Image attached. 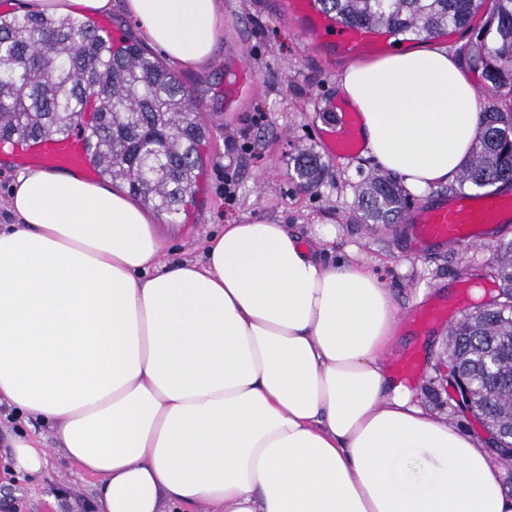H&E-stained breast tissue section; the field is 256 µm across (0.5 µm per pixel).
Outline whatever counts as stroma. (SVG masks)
<instances>
[{
    "label": "stroma",
    "instance_id": "stroma-1",
    "mask_svg": "<svg viewBox=\"0 0 512 512\" xmlns=\"http://www.w3.org/2000/svg\"><path fill=\"white\" fill-rule=\"evenodd\" d=\"M281 0H223L224 36L209 66L181 71L180 77L204 113L210 135L201 190L185 218L160 216L170 241L167 260L200 256L207 236L226 224H285L307 245L324 225L336 228L333 258L363 257L384 269L400 314L439 301L456 278H465L470 294L461 305L469 312L497 295L488 274L490 245L436 246L410 254L400 225L364 221L358 195L378 168L363 156L339 159L327 154L321 133L327 107L336 99V80L351 55L316 45L298 21L283 14ZM247 66L252 86L239 99L224 88L239 66ZM320 153L328 172L313 190L301 188L294 159L303 149ZM400 341L386 359L394 367L415 351L421 373L408 388L424 407L437 412L460 432L470 421L438 389L434 369L445 359L447 325L399 326ZM48 466L37 479L9 473L0 484V512H91L97 480L61 456L52 433H45Z\"/></svg>",
    "mask_w": 512,
    "mask_h": 512
}]
</instances>
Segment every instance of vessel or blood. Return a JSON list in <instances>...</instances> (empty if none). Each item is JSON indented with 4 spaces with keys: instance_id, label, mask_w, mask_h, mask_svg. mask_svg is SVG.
<instances>
[{
    "instance_id": "b4317fda",
    "label": "vessel or blood",
    "mask_w": 512,
    "mask_h": 512,
    "mask_svg": "<svg viewBox=\"0 0 512 512\" xmlns=\"http://www.w3.org/2000/svg\"><path fill=\"white\" fill-rule=\"evenodd\" d=\"M283 10L299 19L310 37L330 34L334 47L345 53L374 52L388 41L382 31L346 26L324 16L317 11L314 0H283ZM333 109L337 120L332 128L324 131L323 144L334 157L355 156L362 149L357 134L359 115L341 101L334 103ZM10 150L18 160L46 168L83 171L89 168V144L80 129L34 142L14 140ZM510 221L512 194L461 193L448 201L414 208L406 218L403 232L415 249L421 251L431 246H465L485 241L490 230Z\"/></svg>"
}]
</instances>
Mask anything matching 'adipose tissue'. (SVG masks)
Wrapping results in <instances>:
<instances>
[{
  "label": "adipose tissue",
  "instance_id": "ef3b65f1",
  "mask_svg": "<svg viewBox=\"0 0 512 512\" xmlns=\"http://www.w3.org/2000/svg\"><path fill=\"white\" fill-rule=\"evenodd\" d=\"M142 37L200 69L221 0H123ZM336 93L364 156L408 190L456 181L473 78L435 44L349 63ZM0 225V400L55 429L97 512H512L489 443L395 385L381 273L327 263L284 224H227L165 263L155 213L119 184L19 168ZM11 470L41 473L40 435Z\"/></svg>",
  "mask_w": 512,
  "mask_h": 512
}]
</instances>
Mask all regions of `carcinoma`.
<instances>
[{
	"instance_id": "obj_1",
	"label": "carcinoma",
	"mask_w": 512,
	"mask_h": 512,
	"mask_svg": "<svg viewBox=\"0 0 512 512\" xmlns=\"http://www.w3.org/2000/svg\"><path fill=\"white\" fill-rule=\"evenodd\" d=\"M321 11L349 26L382 28L433 40L450 28L469 26L481 12L477 41L459 50L480 80L489 104L480 111L477 141L460 171L457 189L512 184V0H317ZM0 141L69 133L75 118L97 104L89 129L93 164L149 209L175 219L193 201L205 160L199 145L209 128L174 71L142 46L114 48L97 29L72 17L37 12L0 15ZM98 85L95 92L87 84ZM295 171L304 188L319 186L325 166L312 151ZM359 207L375 224H403L409 195L376 175L361 192ZM490 276L501 301L491 311L462 316L450 329L455 365L469 380L468 396L498 426L496 462L512 467V240L493 247Z\"/></svg>"
}]
</instances>
